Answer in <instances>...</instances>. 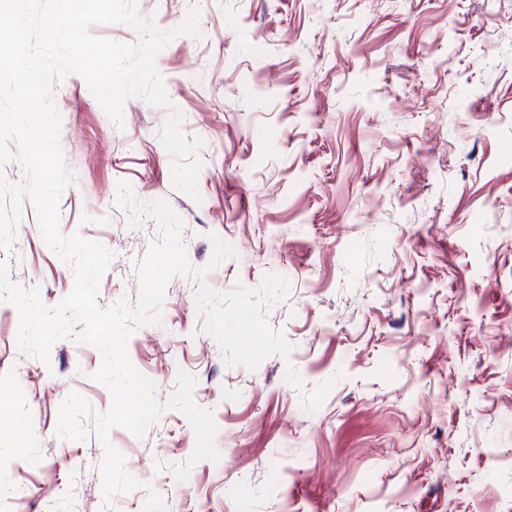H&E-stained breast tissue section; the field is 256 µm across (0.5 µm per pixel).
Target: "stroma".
Wrapping results in <instances>:
<instances>
[{"mask_svg": "<svg viewBox=\"0 0 512 512\" xmlns=\"http://www.w3.org/2000/svg\"><path fill=\"white\" fill-rule=\"evenodd\" d=\"M200 32L178 33L192 2ZM174 38L159 53L170 108L133 97L116 125L78 74L53 86L74 177L60 230L113 258L96 304L136 300V264L159 237L117 203L166 200L193 267L226 294L266 274L290 290L266 313L291 344L257 368L229 367L174 277L161 321L128 356L156 385L179 372L211 410L220 457L192 466L176 410L144 436L112 428L138 489L102 495L94 415L112 395L97 349L57 341L49 361L17 344L0 301V512H512V0H136ZM203 142L199 199L176 190L161 141L171 109ZM10 280L47 307L74 288L21 202ZM234 255L212 263V237ZM93 411L60 438L70 394Z\"/></svg>", "mask_w": 512, "mask_h": 512, "instance_id": "stroma-1", "label": "stroma"}]
</instances>
